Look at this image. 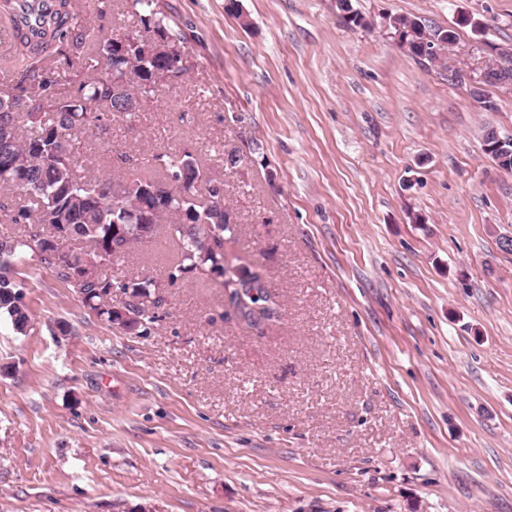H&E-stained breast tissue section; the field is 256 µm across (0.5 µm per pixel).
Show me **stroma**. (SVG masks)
<instances>
[{"label": "stroma", "instance_id": "stroma-1", "mask_svg": "<svg viewBox=\"0 0 512 512\" xmlns=\"http://www.w3.org/2000/svg\"><path fill=\"white\" fill-rule=\"evenodd\" d=\"M87 21L141 34L125 0ZM158 0L188 72L85 138L118 176L157 151L223 168L238 232L283 315L222 320L218 277L168 283L166 237L113 260L160 284L127 331L29 260L26 334L0 318V512H512V0ZM415 16L458 37L447 67L378 27ZM125 163L112 164L114 152Z\"/></svg>", "mask_w": 512, "mask_h": 512}]
</instances>
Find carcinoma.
Returning a JSON list of instances; mask_svg holds the SVG:
<instances>
[{
  "instance_id": "obj_1",
  "label": "carcinoma",
  "mask_w": 512,
  "mask_h": 512,
  "mask_svg": "<svg viewBox=\"0 0 512 512\" xmlns=\"http://www.w3.org/2000/svg\"><path fill=\"white\" fill-rule=\"evenodd\" d=\"M131 8L145 30L180 40L156 0H131ZM336 9L349 25L371 26L349 0H337ZM0 21L11 31L0 72L13 99L27 101L26 112L0 131V188L14 192L11 204H0V220L25 227L20 235L0 236V315L16 332L28 330L31 316L15 274L17 263L31 255L66 287L87 289L82 303L108 323L120 319L114 288L140 297V325L154 323L158 281H117L98 269L94 279L79 282L80 263L87 256L110 262L164 231L177 250L169 282L224 270V244L234 240L237 224L224 202V180L188 149L152 154L150 174L138 171L122 180L81 176V149L85 134L107 133L112 114L134 116L112 100L113 85L131 80L145 99L158 90V71L174 66L184 75L187 68L179 59L144 52L130 37L123 41L91 28L80 17L79 0H49L30 23L20 19L18 0H0ZM385 30L401 35L412 57L440 65L444 43L457 37L452 27L408 16L386 17ZM112 183L114 198L102 192ZM42 225L50 232L40 231ZM238 272V283L223 285L224 307L261 332L280 319L279 296L267 289L263 266L252 263Z\"/></svg>"
}]
</instances>
